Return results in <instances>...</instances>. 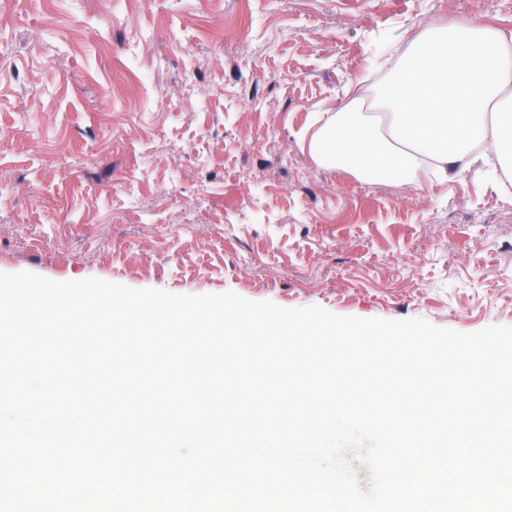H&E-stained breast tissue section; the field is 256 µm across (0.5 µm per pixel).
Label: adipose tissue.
Instances as JSON below:
<instances>
[{
	"label": "adipose tissue",
	"mask_w": 512,
	"mask_h": 512,
	"mask_svg": "<svg viewBox=\"0 0 512 512\" xmlns=\"http://www.w3.org/2000/svg\"><path fill=\"white\" fill-rule=\"evenodd\" d=\"M308 148L318 165L341 159L357 177L387 171L414 186L428 160L435 172L461 174L491 154L511 172L512 34L426 29L371 100H349Z\"/></svg>",
	"instance_id": "obj_1"
}]
</instances>
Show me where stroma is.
Wrapping results in <instances>:
<instances>
[{
	"label": "stroma",
	"mask_w": 512,
	"mask_h": 512,
	"mask_svg": "<svg viewBox=\"0 0 512 512\" xmlns=\"http://www.w3.org/2000/svg\"><path fill=\"white\" fill-rule=\"evenodd\" d=\"M459 22L512 31V0H0V272L512 326L493 158L370 184L305 145Z\"/></svg>",
	"instance_id": "stroma-1"
}]
</instances>
